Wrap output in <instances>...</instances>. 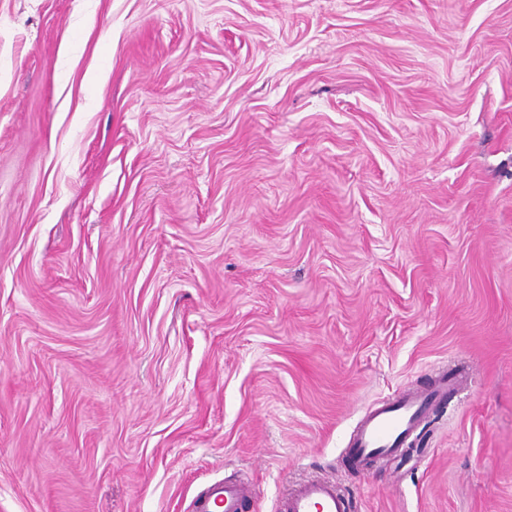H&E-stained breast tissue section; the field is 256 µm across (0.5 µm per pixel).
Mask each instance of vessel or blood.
<instances>
[{"instance_id":"b4317fda","label":"vessel or blood","mask_w":512,"mask_h":512,"mask_svg":"<svg viewBox=\"0 0 512 512\" xmlns=\"http://www.w3.org/2000/svg\"><path fill=\"white\" fill-rule=\"evenodd\" d=\"M465 376L436 377L419 388L370 410L358 423L347 454L355 468L364 470L382 466L402 449L405 440L414 433L434 405L447 399L466 385ZM253 490L246 484L216 482L198 495L193 512H240L250 500ZM282 512H348L349 499L338 486L323 478L304 481L284 497Z\"/></svg>"}]
</instances>
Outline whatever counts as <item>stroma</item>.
<instances>
[{
	"label": "stroma",
	"instance_id": "stroma-1",
	"mask_svg": "<svg viewBox=\"0 0 512 512\" xmlns=\"http://www.w3.org/2000/svg\"><path fill=\"white\" fill-rule=\"evenodd\" d=\"M322 476L512 512V0H0V512ZM463 375L436 377L425 387L415 389L392 402L370 410L358 423L347 455L359 470L382 466L402 450L405 440L414 433L434 405L448 399L466 385Z\"/></svg>",
	"mask_w": 512,
	"mask_h": 512
}]
</instances>
